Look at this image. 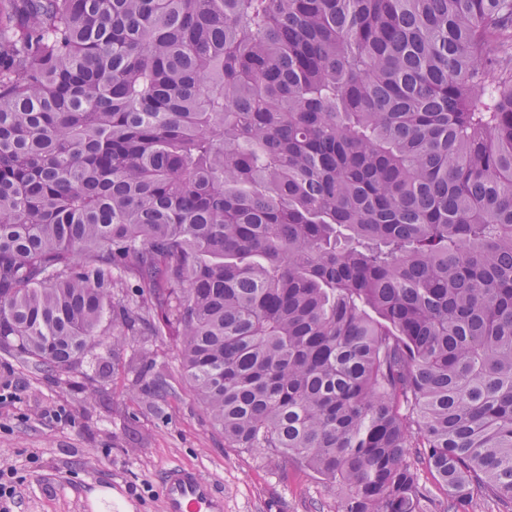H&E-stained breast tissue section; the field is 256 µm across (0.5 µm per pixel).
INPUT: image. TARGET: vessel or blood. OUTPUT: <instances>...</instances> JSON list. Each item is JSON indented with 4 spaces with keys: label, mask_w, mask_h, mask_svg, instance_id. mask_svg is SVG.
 Here are the masks:
<instances>
[{
    "label": "vessel or blood",
    "mask_w": 512,
    "mask_h": 512,
    "mask_svg": "<svg viewBox=\"0 0 512 512\" xmlns=\"http://www.w3.org/2000/svg\"><path fill=\"white\" fill-rule=\"evenodd\" d=\"M165 512H224V496L197 470L181 466L163 472Z\"/></svg>",
    "instance_id": "b4317fda"
}]
</instances>
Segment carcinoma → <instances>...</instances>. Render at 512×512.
<instances>
[{"instance_id": "1", "label": "carcinoma", "mask_w": 512, "mask_h": 512, "mask_svg": "<svg viewBox=\"0 0 512 512\" xmlns=\"http://www.w3.org/2000/svg\"><path fill=\"white\" fill-rule=\"evenodd\" d=\"M134 330L337 512H509L512 0H0V349Z\"/></svg>"}]
</instances>
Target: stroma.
Wrapping results in <instances>:
<instances>
[{
	"label": "stroma",
	"mask_w": 512,
	"mask_h": 512,
	"mask_svg": "<svg viewBox=\"0 0 512 512\" xmlns=\"http://www.w3.org/2000/svg\"><path fill=\"white\" fill-rule=\"evenodd\" d=\"M176 464L213 481L224 512L337 510V485L266 450L225 447L174 337H102L62 375L0 350V468L20 480L10 512H93L97 485L117 491L120 512H165L162 472Z\"/></svg>",
	"instance_id": "stroma-1"
}]
</instances>
